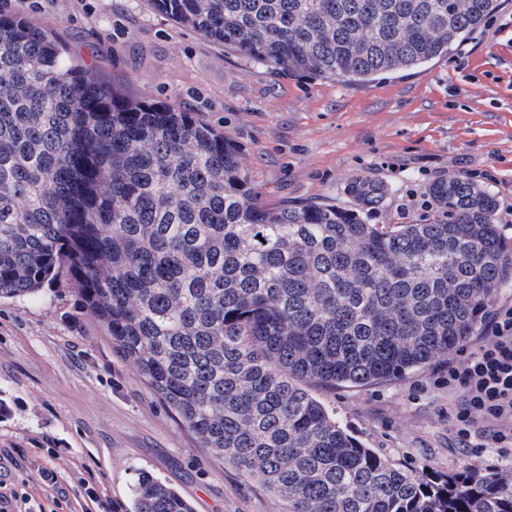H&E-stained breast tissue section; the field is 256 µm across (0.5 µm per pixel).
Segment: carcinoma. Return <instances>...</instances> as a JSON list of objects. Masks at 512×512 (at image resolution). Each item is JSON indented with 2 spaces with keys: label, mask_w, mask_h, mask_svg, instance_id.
<instances>
[{
  "label": "carcinoma",
  "mask_w": 512,
  "mask_h": 512,
  "mask_svg": "<svg viewBox=\"0 0 512 512\" xmlns=\"http://www.w3.org/2000/svg\"><path fill=\"white\" fill-rule=\"evenodd\" d=\"M282 73L367 82L445 57L500 0H152ZM58 38L0 10V298L70 273L112 349L200 447L287 512H512V471L405 470L302 383L391 382L477 334L509 286L498 201L461 172L429 213L373 224L389 184L269 205L224 135L126 98ZM134 512H193L152 473Z\"/></svg>",
  "instance_id": "carcinoma-1"
}]
</instances>
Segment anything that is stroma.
I'll list each match as a JSON object with an SVG mask.
<instances>
[{
    "label": "stroma",
    "instance_id": "35a3bbf8",
    "mask_svg": "<svg viewBox=\"0 0 512 512\" xmlns=\"http://www.w3.org/2000/svg\"><path fill=\"white\" fill-rule=\"evenodd\" d=\"M59 37L127 98L163 101L224 134L263 199L344 202L355 177L388 181L372 217L406 224L426 185L461 171L489 187L512 242V0L447 57L369 83L283 74L175 24L149 0H7ZM364 447L414 472L512 468V451L462 443L448 364L382 385L308 388ZM56 483L45 482L44 469ZM149 471L194 512H286L260 482L200 446L112 349L68 275L0 299V480L32 497L98 494V512H133ZM89 486H82V477Z\"/></svg>",
    "mask_w": 512,
    "mask_h": 512
}]
</instances>
